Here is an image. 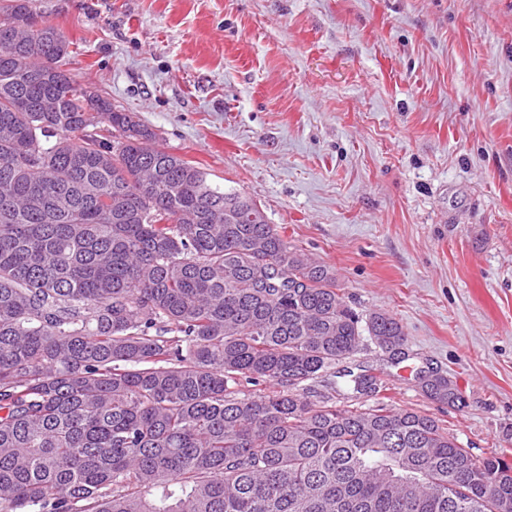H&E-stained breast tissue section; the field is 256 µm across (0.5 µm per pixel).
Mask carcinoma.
<instances>
[{
	"mask_svg": "<svg viewBox=\"0 0 512 512\" xmlns=\"http://www.w3.org/2000/svg\"><path fill=\"white\" fill-rule=\"evenodd\" d=\"M14 18L28 0H0ZM70 56L52 25L0 44V512H512V465L433 418L311 401L364 337L399 353L401 324L93 104ZM418 386L462 405L446 376Z\"/></svg>",
	"mask_w": 512,
	"mask_h": 512,
	"instance_id": "obj_1",
	"label": "carcinoma"
}]
</instances>
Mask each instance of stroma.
<instances>
[{
	"label": "stroma",
	"instance_id": "stroma-1",
	"mask_svg": "<svg viewBox=\"0 0 512 512\" xmlns=\"http://www.w3.org/2000/svg\"><path fill=\"white\" fill-rule=\"evenodd\" d=\"M76 82L251 197L336 275L360 404L426 414L512 462V0H30ZM434 369L463 403L427 399Z\"/></svg>",
	"mask_w": 512,
	"mask_h": 512
}]
</instances>
